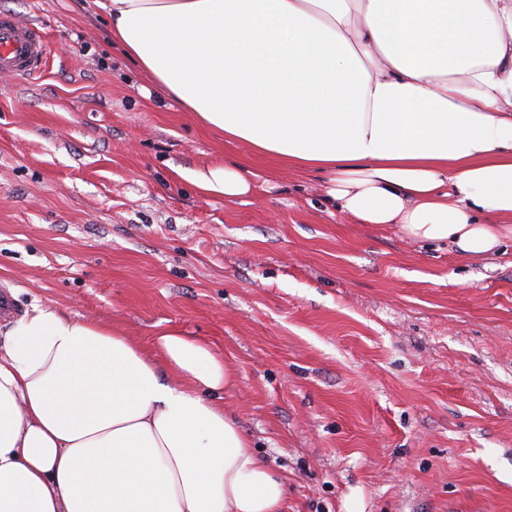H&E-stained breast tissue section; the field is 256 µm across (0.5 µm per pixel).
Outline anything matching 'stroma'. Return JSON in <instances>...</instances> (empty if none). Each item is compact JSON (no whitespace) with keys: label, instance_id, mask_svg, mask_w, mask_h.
Masks as SVG:
<instances>
[{"label":"stroma","instance_id":"obj_1","mask_svg":"<svg viewBox=\"0 0 512 512\" xmlns=\"http://www.w3.org/2000/svg\"><path fill=\"white\" fill-rule=\"evenodd\" d=\"M0 9L50 50L0 75V324L40 303L206 342L282 512H512V245L466 258L341 216L320 176L168 99L94 0ZM224 163L250 195L188 179Z\"/></svg>","mask_w":512,"mask_h":512}]
</instances>
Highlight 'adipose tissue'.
I'll return each instance as SVG.
<instances>
[{"instance_id":"adipose-tissue-1","label":"adipose tissue","mask_w":512,"mask_h":512,"mask_svg":"<svg viewBox=\"0 0 512 512\" xmlns=\"http://www.w3.org/2000/svg\"><path fill=\"white\" fill-rule=\"evenodd\" d=\"M112 39L225 140L325 175L361 224L476 259L512 242V0H96ZM249 195L250 171L197 172ZM0 343V512H280L224 408L234 376L168 332L31 305Z\"/></svg>"}]
</instances>
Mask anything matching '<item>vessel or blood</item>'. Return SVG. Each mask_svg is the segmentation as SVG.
Returning <instances> with one entry per match:
<instances>
[{
    "label": "vessel or blood",
    "instance_id": "1",
    "mask_svg": "<svg viewBox=\"0 0 512 512\" xmlns=\"http://www.w3.org/2000/svg\"><path fill=\"white\" fill-rule=\"evenodd\" d=\"M47 61V42L35 22L0 16V73L26 79L41 73Z\"/></svg>",
    "mask_w": 512,
    "mask_h": 512
}]
</instances>
